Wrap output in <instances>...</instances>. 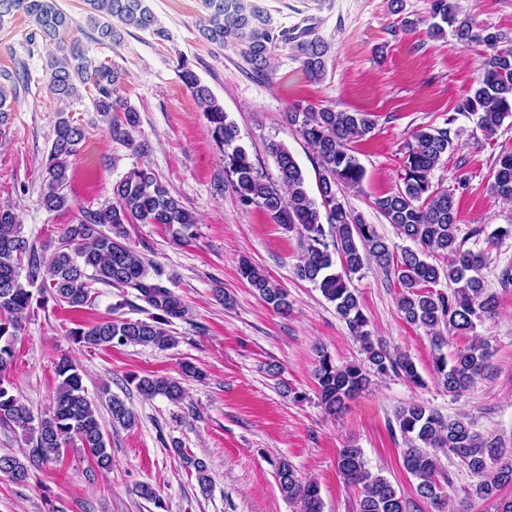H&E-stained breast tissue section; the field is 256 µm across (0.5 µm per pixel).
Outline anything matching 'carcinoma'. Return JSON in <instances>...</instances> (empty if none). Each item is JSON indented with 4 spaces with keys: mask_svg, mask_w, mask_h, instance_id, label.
<instances>
[{
    "mask_svg": "<svg viewBox=\"0 0 512 512\" xmlns=\"http://www.w3.org/2000/svg\"><path fill=\"white\" fill-rule=\"evenodd\" d=\"M148 2L85 0L87 24L97 32L96 41L118 42L124 28L148 30L159 39H167L166 30L158 26ZM207 5L209 13L199 22L200 34L219 47L229 42L244 43L245 61L257 73L266 70L279 44L288 43L287 33L272 27L253 0H207ZM17 11L23 12L56 49L47 64L52 95L63 101L77 95L78 86L92 85L98 93L96 111L112 114V139L132 143L139 113L117 95L124 80L122 70L115 65H94L78 40L64 38L73 19L59 8L57 0H0V24L4 17ZM457 15L455 0H431V16L447 24L456 41L480 42L492 50L476 84L456 107V112L475 117L477 128L490 138L506 118L512 117V39L488 28L477 32L472 23ZM442 24H432L431 33L443 35ZM296 50L304 57L306 75L312 80L320 79L325 70V43L313 34L298 42ZM180 78L203 112L208 132L224 147L226 181L241 205L259 207L273 223L297 231L303 255L294 268L295 277L314 284L335 306L365 354L362 363L338 366L327 354L317 352L314 376L326 412H342L347 401L368 387L372 375L393 373L415 385L423 383L407 355H391L374 342L368 330L369 320L350 284L352 275L369 261L394 279L403 318L428 330L437 380L452 395L467 391L486 369L488 345L474 342L451 358L443 348L448 336L467 335L475 330L477 321L492 315L496 297L484 285L486 254L464 248V241L459 239L460 219L454 193L432 181L434 170L455 149L451 136L455 117H448L442 127L422 126L412 133L398 185L374 200L375 209L396 234L414 244L398 251L376 225L353 214L337 196V188H358L364 180L365 170L354 155L352 144L374 130L369 113L333 107H295L286 112L288 126L307 144L315 160L314 195L285 144L272 141L268 145L276 177L259 172L250 152L241 144L237 124L210 88L185 63L180 67ZM20 80L18 72L0 71V125L13 110ZM84 139V129L70 119L61 117L56 122L45 161L43 204L47 210L58 211L67 206L63 190ZM490 191L495 197L512 200V151H503L497 157ZM112 193L115 202L84 211L78 223L66 225L48 260L23 236L20 217L14 209L0 207V424L20 428L28 445L21 458L0 455V474L15 483L29 479L33 464L50 462L71 446L83 449L97 468L112 469V454L97 409L88 397L81 370L73 361L63 358L58 362L59 381L43 415L34 416L14 393L10 379L14 346L34 294L79 309L90 302L93 282L124 293L133 291L145 304L146 318H109L69 330L73 343L90 349L129 344L167 347L174 339L166 326L187 314L185 304L162 284L159 273L151 272L152 266L125 243L124 225L159 224L171 230L174 239L184 242L196 224L195 216L170 195L153 172L144 168L129 171L113 186ZM429 255L448 258L447 267L428 262ZM239 272L265 303L278 311L288 310L287 292L264 271L245 260ZM443 280L448 281L446 291L438 288ZM131 381L146 398H183L178 380L134 376ZM109 410L112 424H135V415L122 400L111 398ZM395 420L406 445L403 466L417 480L416 491L421 498L432 502L440 498L436 480L439 451L460 459L478 478L474 493L481 499L491 498L501 486L512 484V459L503 458L498 442L473 431L470 423L446 419L419 402L401 407ZM170 451L195 471L201 494H208L211 478L207 463L175 443ZM490 461L497 464L493 472L489 471ZM337 468L345 481L360 488L358 512H407L402 493L387 478L371 473L361 449L352 445L340 449ZM276 479L281 494L300 503V512H323L317 483L302 481L288 461L278 462Z\"/></svg>",
    "mask_w": 512,
    "mask_h": 512,
    "instance_id": "obj_1",
    "label": "carcinoma"
}]
</instances>
